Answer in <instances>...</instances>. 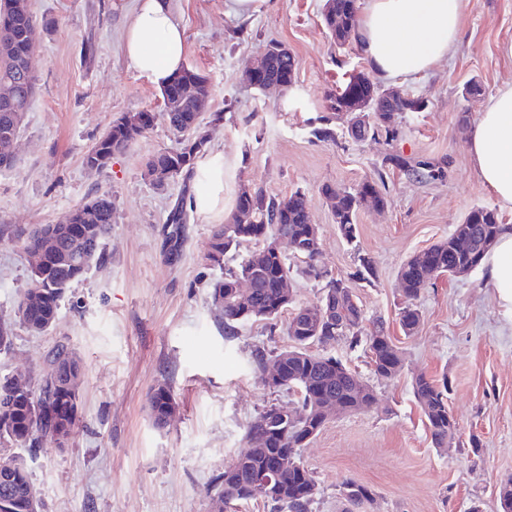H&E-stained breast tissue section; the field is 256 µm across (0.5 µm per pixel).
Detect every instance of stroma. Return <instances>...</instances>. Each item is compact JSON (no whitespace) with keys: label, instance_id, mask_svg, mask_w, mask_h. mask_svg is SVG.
Listing matches in <instances>:
<instances>
[{"label":"stroma","instance_id":"35a3bbf8","mask_svg":"<svg viewBox=\"0 0 512 512\" xmlns=\"http://www.w3.org/2000/svg\"><path fill=\"white\" fill-rule=\"evenodd\" d=\"M324 0H272L264 13L238 20L226 0H174L186 29V65L206 74L212 89L202 130L224 151V209L233 211L241 185L271 197L302 193L321 239L320 267L347 279L365 330L385 323L404 368L376 377L363 349L345 340L317 346L341 358L373 389L370 409L336 415L301 450L319 492L309 512H346L344 480L371 488L374 499L356 512H500L497 484L512 475V317L505 315L481 270L439 276L421 291L418 334L399 324L404 305L398 270L407 258L448 237L477 207L512 224L478 178L467 149L483 104L512 84V0H471L454 52L427 74L378 78L424 99L420 112L399 118V135L356 141L344 121L336 138L312 129L326 115L327 97L349 74L368 72L357 44L338 50L326 33ZM35 18L32 66L37 89L18 139L17 164L0 168V319L13 322L27 288L28 233L55 224L99 195L112 199L106 261L74 284L53 327L31 335L14 329L0 353V373L22 379L59 344L80 358L78 421L64 449L50 441L22 449L41 512H217L215 484L247 446L245 429L264 406L294 408L284 390L265 386L254 371L255 350L287 348L290 311L228 330L211 303L217 276L206 255L214 221L191 214L178 259L166 262V222L184 196L174 178L157 186L144 175L157 151L177 138L164 119L103 171L83 159L113 119L161 111L160 89L131 69L124 32L136 0H29ZM288 46L298 62L288 93L258 91L242 73L270 42ZM479 82L480 94L464 89ZM224 118L212 122V113ZM404 159L395 166L393 156ZM440 167L439 178L419 169ZM382 181L384 210L359 209L357 238L347 243L326 204L324 187ZM375 268L371 282L353 279L358 255ZM447 378L448 408L459 433L434 447L413 394L417 375ZM167 384L176 410L156 427L147 398Z\"/></svg>","mask_w":512,"mask_h":512}]
</instances>
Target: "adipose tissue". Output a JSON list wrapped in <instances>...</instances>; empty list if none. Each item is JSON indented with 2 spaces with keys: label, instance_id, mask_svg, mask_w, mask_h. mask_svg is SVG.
I'll return each mask as SVG.
<instances>
[{
  "label": "adipose tissue",
  "instance_id": "ef3b65f1",
  "mask_svg": "<svg viewBox=\"0 0 512 512\" xmlns=\"http://www.w3.org/2000/svg\"><path fill=\"white\" fill-rule=\"evenodd\" d=\"M469 0H366L357 42L369 67L387 79L431 71L455 49ZM185 28L172 0H140L125 32L128 65L157 86L182 68ZM469 152L482 183L512 207V86L482 106ZM198 190L189 206L215 221L224 218V153L207 150L195 165ZM485 285L512 312V230H505L483 261Z\"/></svg>",
  "mask_w": 512,
  "mask_h": 512
}]
</instances>
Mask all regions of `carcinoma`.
<instances>
[{
	"instance_id": "carcinoma-1",
	"label": "carcinoma",
	"mask_w": 512,
	"mask_h": 512,
	"mask_svg": "<svg viewBox=\"0 0 512 512\" xmlns=\"http://www.w3.org/2000/svg\"><path fill=\"white\" fill-rule=\"evenodd\" d=\"M356 0H332L330 8L322 12V23L329 36L341 49L349 44L358 29ZM34 25L28 0H0V142L8 132H21L25 112L33 99L37 76L28 68V59L35 51L29 38ZM296 60L286 46L274 54L271 76L283 83L292 81ZM371 86L359 81L353 74L345 84L329 96L327 109L341 112L361 95L370 93ZM209 94L206 76L194 67L185 66L169 84L162 87V117L173 135L180 141L175 150H161L145 163V172L156 168H175V176L190 189L194 178V164L208 143L201 131L200 113L195 101ZM139 122L127 120L122 114L113 120L92 150L84 164L103 170L112 158L128 151L156 120V113H138ZM398 112H377L369 124L372 136H383L390 142L398 136ZM336 217L341 236L352 242L357 238L356 214L360 196H371L372 205L383 207L385 196L378 183L366 180L354 188H324ZM112 199L96 196L68 212L58 224H44L30 232L24 250L31 254L42 251L54 256L46 266H31L30 282L20 295L15 316L27 331L47 332L55 323L60 302L72 286L83 280L92 268L105 261L104 241L112 230ZM505 225L498 213L487 207L469 212L464 223L456 225L448 237L427 249L428 263L414 255L405 260L398 271L403 286L405 305L399 322L405 335L415 334L421 313L415 301L426 281L435 274L450 276L474 271L488 253L486 242L496 241ZM286 232L297 244L293 252L304 267L301 273L316 278L321 272L315 268L317 258L310 249V224L304 195L295 192L287 197L268 198L254 188L240 186L235 207L224 223L212 232L207 260L220 275L212 283L211 302L224 316V324L231 327L252 318L276 319L293 302L291 264L272 245L275 235ZM266 241L257 252L241 259L234 268H224V257L237 250L246 240ZM254 279V288L238 294L232 284L239 278ZM348 291L342 278L331 277L325 284L324 295L333 300L336 323L306 322L290 318L287 333L292 345L274 354L258 350L254 354V369L260 380H265L268 361L277 359L283 368L286 390L298 395L303 416L289 420L280 416L272 403L263 407L249 422L245 431L248 448L224 468L215 486L218 499L227 496L239 503L261 497L273 503L279 512H308L314 501L317 485L309 482L308 469L300 463L299 449L316 436L328 421L326 406L334 405L344 413L367 410L375 404L372 388L347 367L342 360L310 351V346L325 345L344 338L352 349L363 345L374 373L380 378H392L403 367L399 348L386 334L383 325L364 332V314L360 306L340 298V291ZM82 364L76 353L65 344L49 353L45 367L36 373L37 389L31 398L15 390L10 376H0V420L8 419L13 436L0 435V464H12L14 469L4 472L0 467V500L7 497L12 508L0 512H30L32 488L27 464L16 463V450L33 448L43 437L60 432L69 436L78 418V381ZM413 394L427 421L432 443L444 448L453 443L458 434V423L448 408V379H429L424 375L413 378ZM173 399L165 384L155 387L149 395V409L154 422L165 423L167 408ZM280 465L278 476L265 489L252 486L253 474ZM347 501L359 506L373 501L372 490L363 484L346 480L341 484Z\"/></svg>"
}]
</instances>
